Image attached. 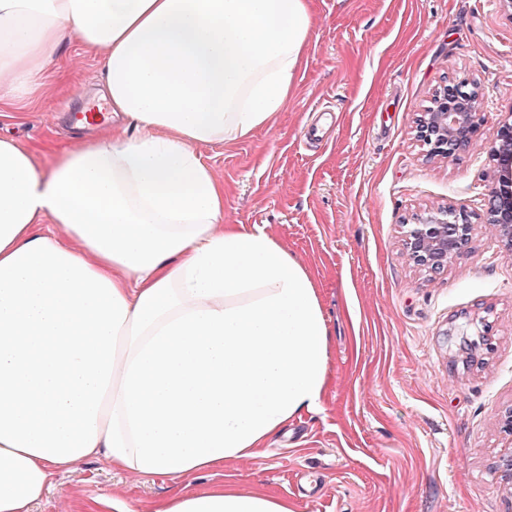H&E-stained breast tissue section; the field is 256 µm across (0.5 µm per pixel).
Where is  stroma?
Instances as JSON below:
<instances>
[{"label": "stroma", "instance_id": "1", "mask_svg": "<svg viewBox=\"0 0 512 512\" xmlns=\"http://www.w3.org/2000/svg\"><path fill=\"white\" fill-rule=\"evenodd\" d=\"M314 27L294 89L271 126L198 152L224 183V221L259 227L312 275L328 329L321 404L260 455L175 480L130 477L104 458L65 472L33 512L113 500L130 512L184 489L232 485L294 512H512L499 458L512 446V256L481 224L512 123L507 0H309ZM38 101L0 104V136L41 162L97 136L76 128V94L96 96V56L74 44ZM484 93L482 125L454 157L430 158L417 116L453 81ZM464 206L478 223L440 273L413 264L406 222Z\"/></svg>", "mask_w": 512, "mask_h": 512}]
</instances>
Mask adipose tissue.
I'll use <instances>...</instances> for the list:
<instances>
[{
	"label": "adipose tissue",
	"mask_w": 512,
	"mask_h": 512,
	"mask_svg": "<svg viewBox=\"0 0 512 512\" xmlns=\"http://www.w3.org/2000/svg\"><path fill=\"white\" fill-rule=\"evenodd\" d=\"M308 0H0V103L38 96L59 48L98 56L109 132L48 166L0 137V512L76 462L181 479L254 458L329 385L303 266L224 221L204 144L285 107ZM154 512H293L231 487Z\"/></svg>",
	"instance_id": "ef3b65f1"
}]
</instances>
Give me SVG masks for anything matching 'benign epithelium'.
<instances>
[{"label":"benign epithelium","instance_id":"benign-epithelium-1","mask_svg":"<svg viewBox=\"0 0 512 512\" xmlns=\"http://www.w3.org/2000/svg\"><path fill=\"white\" fill-rule=\"evenodd\" d=\"M483 93L467 81L444 87L434 106L418 123L419 140L431 158H450L464 149L480 126ZM493 152L499 167L492 178L485 220L494 226L512 250V124L500 126ZM471 215L462 206L448 204L431 209L405 225L404 248L413 262L426 272H437L470 240Z\"/></svg>","mask_w":512,"mask_h":512}]
</instances>
